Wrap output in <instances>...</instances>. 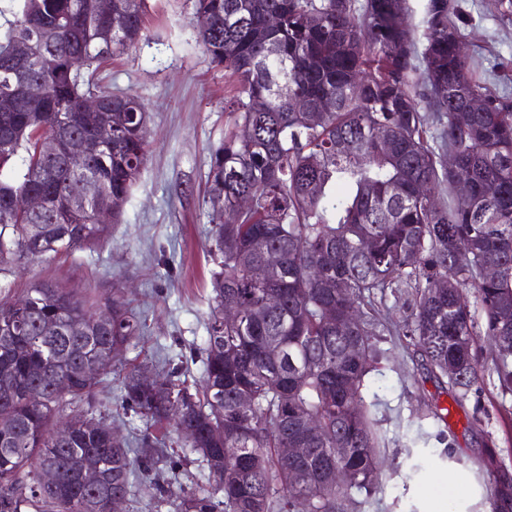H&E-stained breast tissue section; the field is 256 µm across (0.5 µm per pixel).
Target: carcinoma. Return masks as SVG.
I'll return each instance as SVG.
<instances>
[{"mask_svg": "<svg viewBox=\"0 0 512 512\" xmlns=\"http://www.w3.org/2000/svg\"><path fill=\"white\" fill-rule=\"evenodd\" d=\"M101 2L12 0L0 25V96L10 102L0 106V173L10 170L0 176V265L102 244L109 225L95 213L118 218L147 162V112L83 72L141 40L147 0H109L107 10ZM191 2L192 22L209 21L196 28L203 52L236 83L234 124L211 151L203 198L215 292L203 383L168 370L141 389L143 368L117 369L142 331L119 290L102 302L37 281L22 300H1L0 331L18 340L0 344V415L15 423L0 428V512H93L109 490L130 498L136 481L149 512H348L351 491L370 496L381 483L385 436L364 390L384 337H408L427 370L466 396L482 381L470 293L499 385L512 391V101L473 76L448 0H427L418 26L409 0ZM19 41L32 45L24 62L13 56ZM29 83L45 90L40 112L27 107ZM94 92L115 110L112 144L75 175L38 148L63 132L93 137L81 99ZM472 97L482 111L470 109ZM257 99L265 111H254ZM31 192L45 199L43 213L19 207ZM244 195L252 209L223 219ZM77 197L84 203L74 208ZM486 265L496 278H482ZM393 288L413 298L401 325L380 316ZM226 307L239 321L224 320ZM90 357L97 377L85 371ZM450 365L459 366L452 378ZM110 377L145 423L134 442L102 435V419L80 409ZM32 386L46 391L43 403L28 400ZM242 396L253 401L248 414ZM309 419L318 423L311 434ZM60 421L72 428L64 445L52 437ZM184 427L193 437L181 436ZM294 441L308 448L305 459L280 455ZM334 448L345 455L332 460ZM90 451L107 464L94 484L78 477ZM190 454L207 481L186 474L190 486L173 499L162 477ZM51 461L61 492L38 480ZM489 477L495 512H512V480Z\"/></svg>", "mask_w": 512, "mask_h": 512, "instance_id": "obj_1", "label": "carcinoma"}]
</instances>
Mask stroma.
<instances>
[{
    "mask_svg": "<svg viewBox=\"0 0 512 512\" xmlns=\"http://www.w3.org/2000/svg\"><path fill=\"white\" fill-rule=\"evenodd\" d=\"M454 2L475 77L512 98V0ZM147 5L143 38L96 71L102 87L134 95L150 116L148 160L122 216L100 247L0 267V300L22 295L38 279L102 295L122 289L145 331L120 362L166 361L198 381L213 296L207 260L212 226L202 196L210 151L231 123L225 105L234 89L197 42L190 0ZM384 345L390 358L368 376L388 443L378 458L382 483L371 496L353 492V512H448L450 476L485 491L467 512H493L486 466L492 457L512 473V393L499 386L491 338L477 339L484 377L461 408L429 378L407 338L390 336ZM97 402L121 434L135 437L143 430L140 418L123 410L119 382L100 392ZM437 405L450 410L441 428L430 414Z\"/></svg>",
    "mask_w": 512,
    "mask_h": 512,
    "instance_id": "stroma-1",
    "label": "stroma"
}]
</instances>
